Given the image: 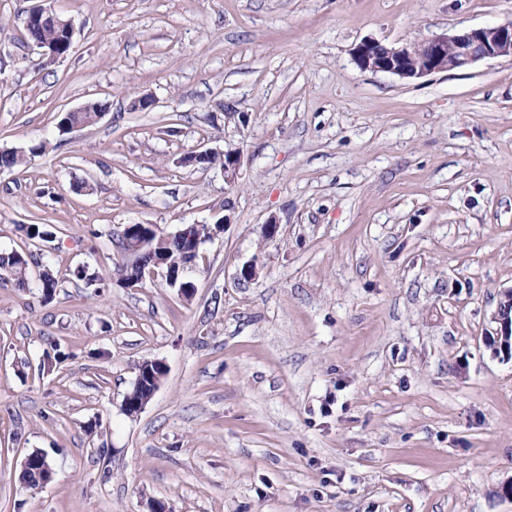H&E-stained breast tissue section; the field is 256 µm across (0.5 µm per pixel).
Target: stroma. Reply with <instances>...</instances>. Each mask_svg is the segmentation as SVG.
Returning a JSON list of instances; mask_svg holds the SVG:
<instances>
[{"label":"stroma","instance_id":"stroma-1","mask_svg":"<svg viewBox=\"0 0 512 512\" xmlns=\"http://www.w3.org/2000/svg\"><path fill=\"white\" fill-rule=\"evenodd\" d=\"M36 2L0 0V150L43 147L0 171V252L59 287L0 282V512H512V359L484 343L512 289V58L405 80L353 57L512 0H53L76 29L53 64ZM199 147L240 152L236 183ZM222 216L191 296L118 283L125 225ZM155 363H157V361L143 362L138 369L137 381L141 379V374L144 367H146L148 364ZM152 369L155 374L151 373L148 378L144 379V381H139L136 387L132 385V388L126 394H132L134 400H145L146 404H148L153 397L154 389L159 386V384H161L162 379L166 373L165 369L159 364H157L155 367L152 366ZM137 401H133L131 397L125 396L123 400L124 411L131 415L139 414L145 408L146 404L144 402ZM24 472H33L40 486L46 485L53 479L54 470L45 453L37 451L28 454L21 464V475ZM39 486V487H40Z\"/></svg>","mask_w":512,"mask_h":512}]
</instances>
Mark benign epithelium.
Returning a JSON list of instances; mask_svg holds the SVG:
<instances>
[{
	"label": "benign epithelium",
	"mask_w": 512,
	"mask_h": 512,
	"mask_svg": "<svg viewBox=\"0 0 512 512\" xmlns=\"http://www.w3.org/2000/svg\"><path fill=\"white\" fill-rule=\"evenodd\" d=\"M36 20L52 25L70 39L74 36L73 21L50 5L40 4L29 10L27 21ZM498 57H512V22L470 29L459 34L433 35L401 47H387L378 41L367 40L354 50V59L363 69L414 79L437 72L463 70L479 61ZM216 155L223 162L225 180L233 182L241 166L238 152L227 151L219 155L212 149H205L193 151L187 158L189 162L207 168L208 160ZM144 237L146 234L137 224H128L123 229L120 248L126 265L138 268L152 278L160 276L168 286H174L181 269L173 267L161 256L147 259L151 249ZM493 322L496 328L486 334L485 341L507 359L512 356V289L501 295ZM21 472L34 473L40 486L51 482L54 475L47 455L36 451L24 458Z\"/></svg>",
	"instance_id": "1"
}]
</instances>
